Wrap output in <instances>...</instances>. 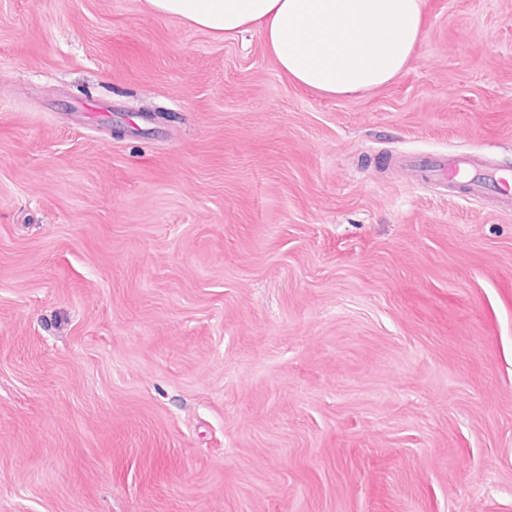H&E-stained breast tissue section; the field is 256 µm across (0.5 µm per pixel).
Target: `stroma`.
<instances>
[{"label":"stroma","instance_id":"1","mask_svg":"<svg viewBox=\"0 0 512 512\" xmlns=\"http://www.w3.org/2000/svg\"><path fill=\"white\" fill-rule=\"evenodd\" d=\"M512 0L330 99L260 31L0 0V512H512ZM482 156L475 152H452L448 154H431L417 166L407 169L410 177L418 183H427L435 176H448L454 181L459 175L467 176L462 181L467 196L480 198L487 195L491 186L502 185L504 192H498L501 208L512 210V171L501 170L493 176L485 175Z\"/></svg>","mask_w":512,"mask_h":512}]
</instances>
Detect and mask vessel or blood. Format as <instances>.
<instances>
[{"mask_svg": "<svg viewBox=\"0 0 512 512\" xmlns=\"http://www.w3.org/2000/svg\"><path fill=\"white\" fill-rule=\"evenodd\" d=\"M408 173L419 183L429 182L438 175L452 180L463 178L466 193L471 198L485 196L491 186H501V207L512 210V171L502 170L491 176L485 175L483 159L478 153L432 154L422 163L410 167Z\"/></svg>", "mask_w": 512, "mask_h": 512, "instance_id": "obj_1", "label": "vessel or blood"}]
</instances>
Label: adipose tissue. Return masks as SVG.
<instances>
[{
	"label": "adipose tissue",
	"mask_w": 512,
	"mask_h": 512,
	"mask_svg": "<svg viewBox=\"0 0 512 512\" xmlns=\"http://www.w3.org/2000/svg\"><path fill=\"white\" fill-rule=\"evenodd\" d=\"M148 13L234 40L260 30L278 70L332 98L363 95L408 69L425 0H143Z\"/></svg>",
	"instance_id": "1"
}]
</instances>
